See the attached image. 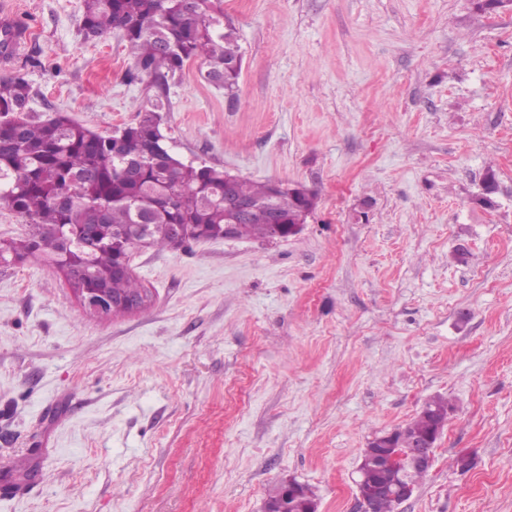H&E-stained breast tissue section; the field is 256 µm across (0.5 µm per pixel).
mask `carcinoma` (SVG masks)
<instances>
[{"label":"carcinoma","mask_w":512,"mask_h":512,"mask_svg":"<svg viewBox=\"0 0 512 512\" xmlns=\"http://www.w3.org/2000/svg\"><path fill=\"white\" fill-rule=\"evenodd\" d=\"M118 32L133 57L132 81L149 79L161 91L138 106V120L123 134H102L62 112L29 116L31 85L17 70L0 77V207L28 226L22 238L0 241V264L44 261L62 275L80 269L84 288H106L116 297L140 294L144 286L122 268L143 248H178L168 225H185L182 243L224 238V170L186 163L157 141V119L168 111L169 80L196 58L205 79L232 91L242 54L235 29L224 25L223 0H84L78 34L84 41ZM16 44L15 27L0 29V53ZM237 191L257 209L236 225V236L266 239L270 216L283 224L305 222L317 194L273 192L272 181L241 179ZM148 225V233L138 225ZM448 401L434 397L418 415L394 429L393 446L411 447L430 429L448 422ZM423 469L371 471L379 487L416 485ZM292 512H312L311 488L299 483Z\"/></svg>","instance_id":"obj_1"}]
</instances>
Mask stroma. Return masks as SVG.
I'll list each match as a JSON object with an SVG mask.
<instances>
[{"instance_id":"35a3bbf8","label":"stroma","mask_w":512,"mask_h":512,"mask_svg":"<svg viewBox=\"0 0 512 512\" xmlns=\"http://www.w3.org/2000/svg\"><path fill=\"white\" fill-rule=\"evenodd\" d=\"M476 4L224 0L238 88L187 62L167 145L317 207L279 242L135 254L153 301L126 316L0 265V479L38 471L0 512H260L288 477L318 512H367L363 449L437 396L433 465L395 512H512V7ZM82 5L0 0L29 26L0 75L108 134L149 92L118 34L78 36Z\"/></svg>"}]
</instances>
